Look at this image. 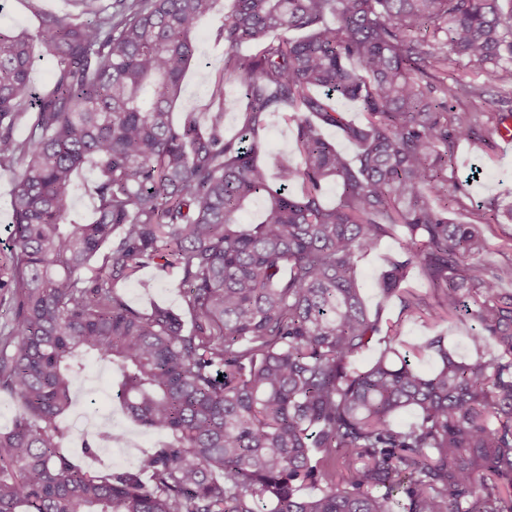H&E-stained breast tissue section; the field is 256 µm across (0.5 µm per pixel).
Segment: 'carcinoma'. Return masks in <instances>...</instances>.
<instances>
[{
  "instance_id": "obj_1",
  "label": "carcinoma",
  "mask_w": 512,
  "mask_h": 512,
  "mask_svg": "<svg viewBox=\"0 0 512 512\" xmlns=\"http://www.w3.org/2000/svg\"><path fill=\"white\" fill-rule=\"evenodd\" d=\"M79 2L46 15L30 0L35 39L0 30V173L14 181L0 392L20 407L0 430V512H512V239L489 262L496 216L448 218L465 194L448 175L457 140L512 117V0H230L213 96L227 81L244 91L231 138L222 106L204 125L173 119L217 0ZM36 40L56 61L44 93L30 84ZM277 115L299 161L278 164L273 189L259 154ZM86 167L89 219L73 204ZM398 230L378 286L400 311L384 322L357 268ZM152 264L180 271L191 329L118 292ZM455 319L475 323L464 357L443 332L402 339L406 321ZM90 358L120 371L133 419L169 436L137 468L96 473L62 451L59 418ZM407 412L417 420L397 426ZM305 483L318 492L299 495Z\"/></svg>"
}]
</instances>
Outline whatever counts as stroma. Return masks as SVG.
<instances>
[{
  "instance_id": "obj_1",
  "label": "stroma",
  "mask_w": 512,
  "mask_h": 512,
  "mask_svg": "<svg viewBox=\"0 0 512 512\" xmlns=\"http://www.w3.org/2000/svg\"><path fill=\"white\" fill-rule=\"evenodd\" d=\"M225 0H220L216 10L202 23L196 36L197 54L192 62L181 95L174 109L175 119L184 113L203 111L210 100L214 82L224 60V42L218 37ZM457 178L469 181L464 199L467 208L496 210L512 204V153L502 151L499 136H491L486 144L460 143L457 149ZM399 247L397 239L383 240L377 249L360 261L358 275L370 310L380 312L382 318H396L398 309L394 302L385 300L378 288V279L384 268L383 258ZM120 293L133 307L147 309L159 304L175 311H183V299L177 273L161 272L152 268L143 270L137 279L120 285ZM117 371L99 362H89L74 387L75 405L66 417V427H73L79 416L88 411H100L110 424L126 433L125 444L99 449L96 456L83 453L79 438L66 440L65 447L81 464L90 468H112L138 465L143 456L156 448L164 437L145 429L123 412L117 394Z\"/></svg>"
}]
</instances>
